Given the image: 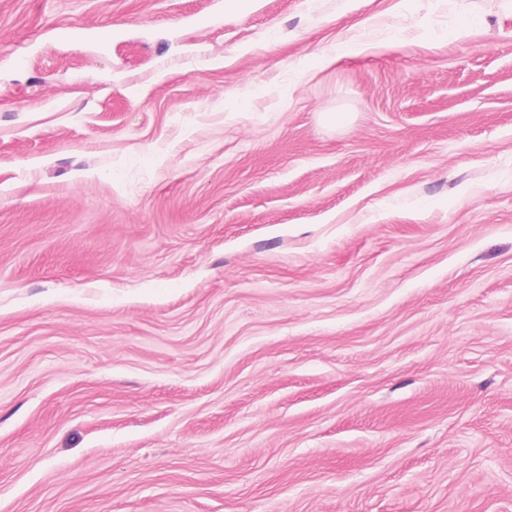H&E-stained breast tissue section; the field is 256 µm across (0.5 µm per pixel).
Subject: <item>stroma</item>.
<instances>
[{
	"mask_svg": "<svg viewBox=\"0 0 512 512\" xmlns=\"http://www.w3.org/2000/svg\"><path fill=\"white\" fill-rule=\"evenodd\" d=\"M224 2L0 0V512H512V0Z\"/></svg>",
	"mask_w": 512,
	"mask_h": 512,
	"instance_id": "1",
	"label": "stroma"
}]
</instances>
